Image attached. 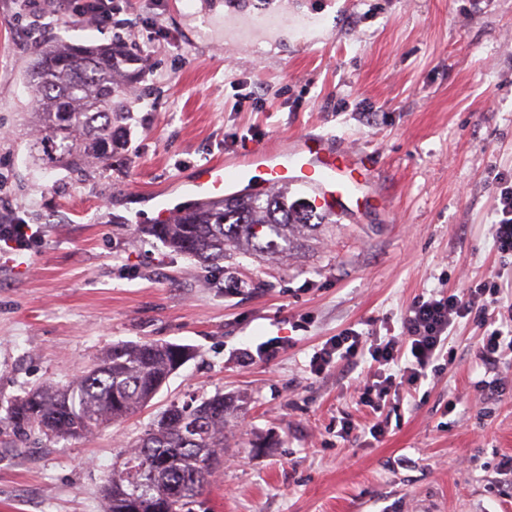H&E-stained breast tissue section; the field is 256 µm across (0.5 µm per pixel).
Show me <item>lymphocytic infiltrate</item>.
I'll return each instance as SVG.
<instances>
[{
  "label": "lymphocytic infiltrate",
  "instance_id": "lymphocytic-infiltrate-1",
  "mask_svg": "<svg viewBox=\"0 0 512 512\" xmlns=\"http://www.w3.org/2000/svg\"><path fill=\"white\" fill-rule=\"evenodd\" d=\"M497 198L493 234L501 256H512V176L496 174ZM479 322L481 354L488 372H496L505 353H512V303H505L495 278L472 281L458 291H437L415 299L401 321L397 336L364 338L348 328L328 339L311 357L313 374L325 372L334 362H350L370 357L381 367L400 364L399 375H380L364 385L361 404L380 409L387 397L401 385H416L425 380L428 370L443 355L448 338L461 320Z\"/></svg>",
  "mask_w": 512,
  "mask_h": 512
}]
</instances>
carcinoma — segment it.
<instances>
[{"label": "carcinoma", "instance_id": "cac0c4a2", "mask_svg": "<svg viewBox=\"0 0 512 512\" xmlns=\"http://www.w3.org/2000/svg\"><path fill=\"white\" fill-rule=\"evenodd\" d=\"M131 56L112 47H47L33 60L35 114L45 135L33 148L61 166L103 161L131 118L116 76ZM322 215L283 194H242L188 210L172 224H145L200 264L243 254H289L321 226ZM192 358L190 348L144 341L113 347L68 388L36 389L10 402L4 424L37 429L49 439L89 437L146 406L170 375ZM230 405L218 393L169 405L112 467L104 486L106 512H185L224 461Z\"/></svg>", "mask_w": 512, "mask_h": 512}]
</instances>
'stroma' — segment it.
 <instances>
[{"instance_id": "35a3bbf8", "label": "stroma", "mask_w": 512, "mask_h": 512, "mask_svg": "<svg viewBox=\"0 0 512 512\" xmlns=\"http://www.w3.org/2000/svg\"><path fill=\"white\" fill-rule=\"evenodd\" d=\"M114 2L98 26L70 21L67 0H0V221L39 229L21 252L0 241V512H105L102 486L130 444L170 403L219 392L243 409L193 512H512L490 466L512 456V364L494 395L478 388L475 323L377 415L355 390L369 360L309 369L330 337L399 334L415 298L468 278L499 276L512 301L492 236V179L512 173V0H285L295 23L335 15L323 50L297 33L274 53L225 45L204 13L214 0ZM58 44L137 60L126 144L84 174L30 157L27 72ZM298 132L364 153L390 208L329 215L296 254L212 266L139 232L154 197L180 194L197 167ZM140 341L193 356L124 421L59 442L2 424L8 400ZM378 417L377 440L365 428ZM344 419L363 433L338 437Z\"/></svg>"}]
</instances>
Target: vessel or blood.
I'll return each instance as SVG.
<instances>
[{
  "instance_id": "vessel-or-blood-1",
  "label": "vessel or blood",
  "mask_w": 512,
  "mask_h": 512,
  "mask_svg": "<svg viewBox=\"0 0 512 512\" xmlns=\"http://www.w3.org/2000/svg\"><path fill=\"white\" fill-rule=\"evenodd\" d=\"M369 183L365 158L332 138L297 133L265 149L196 169L186 193L193 201L219 202L245 190L288 185L307 189L311 204L339 214Z\"/></svg>"
}]
</instances>
